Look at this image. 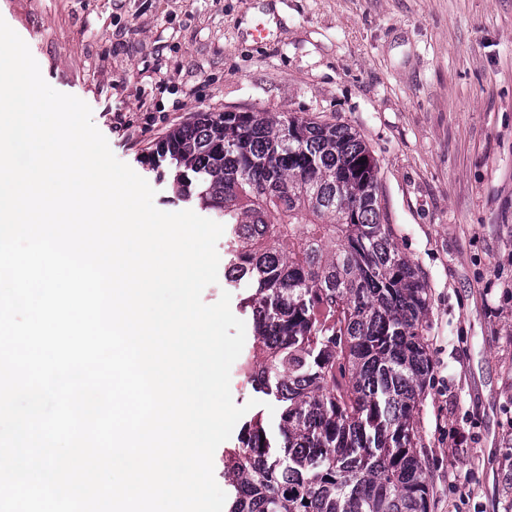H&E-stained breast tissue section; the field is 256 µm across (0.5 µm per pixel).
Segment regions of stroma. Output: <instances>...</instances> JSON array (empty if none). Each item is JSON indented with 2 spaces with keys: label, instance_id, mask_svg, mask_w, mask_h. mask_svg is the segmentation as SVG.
<instances>
[{
  "label": "stroma",
  "instance_id": "stroma-1",
  "mask_svg": "<svg viewBox=\"0 0 512 512\" xmlns=\"http://www.w3.org/2000/svg\"><path fill=\"white\" fill-rule=\"evenodd\" d=\"M115 157L179 199L150 154L199 112L356 129L399 251L426 281L433 371L415 413L429 512H504L512 449V0H0ZM265 25L260 41L251 35Z\"/></svg>",
  "mask_w": 512,
  "mask_h": 512
}]
</instances>
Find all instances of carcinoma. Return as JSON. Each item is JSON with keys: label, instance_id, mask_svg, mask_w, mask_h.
<instances>
[{"label": "carcinoma", "instance_id": "1", "mask_svg": "<svg viewBox=\"0 0 512 512\" xmlns=\"http://www.w3.org/2000/svg\"><path fill=\"white\" fill-rule=\"evenodd\" d=\"M156 155L231 226L225 276L248 284L253 318L241 369L279 410L224 451L226 512H429L412 422L428 286L394 244L361 136L288 112H198Z\"/></svg>", "mask_w": 512, "mask_h": 512}]
</instances>
